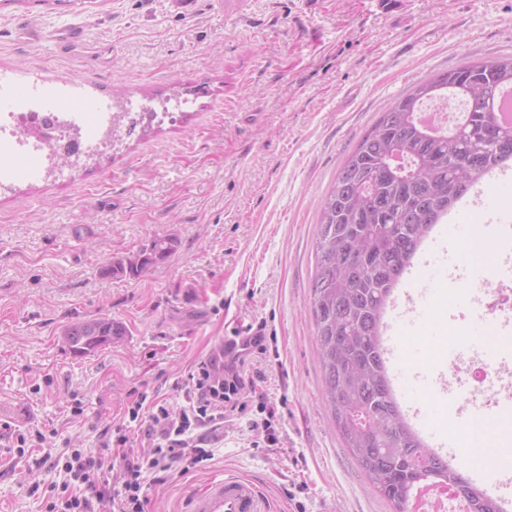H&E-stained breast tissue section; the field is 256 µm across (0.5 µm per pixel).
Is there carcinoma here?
Instances as JSON below:
<instances>
[{"label": "carcinoma", "mask_w": 512, "mask_h": 512, "mask_svg": "<svg viewBox=\"0 0 512 512\" xmlns=\"http://www.w3.org/2000/svg\"><path fill=\"white\" fill-rule=\"evenodd\" d=\"M512 59L468 63L426 78L382 113L357 143L320 205L310 310L323 371L324 401L346 447L374 491L404 512L416 481H456L460 473L422 441L396 400L382 340L390 296L424 239L492 169L512 161V125L497 117ZM461 98L467 115L451 134L417 120L424 102ZM174 235L114 259L105 277L138 278L171 255ZM125 335L109 317L62 331L88 356ZM470 512H503L471 483Z\"/></svg>", "instance_id": "carcinoma-1"}]
</instances>
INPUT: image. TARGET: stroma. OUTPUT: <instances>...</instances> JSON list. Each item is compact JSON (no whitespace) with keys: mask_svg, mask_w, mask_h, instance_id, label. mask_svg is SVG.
Returning <instances> with one entry per match:
<instances>
[{"mask_svg":"<svg viewBox=\"0 0 512 512\" xmlns=\"http://www.w3.org/2000/svg\"><path fill=\"white\" fill-rule=\"evenodd\" d=\"M79 30L78 46L65 34ZM512 57V0H0V70L47 83L66 75L91 99L114 87L162 103L111 151L63 177L20 178L0 196V419L57 430L98 454L133 391L184 402L196 361L225 337L261 329L265 354L246 372L276 408L264 442L257 407L226 422L203 469L148 490V512H187L212 479L251 480L273 512H394L352 460L323 401L310 311L320 204L362 136L413 85L464 64ZM486 194L458 202L454 224L512 209ZM177 236L145 276L107 278L113 258ZM109 317L127 333L78 357L68 324ZM81 400L85 413L73 417ZM10 438L0 439V512H44Z\"/></svg>","mask_w":512,"mask_h":512,"instance_id":"obj_1","label":"stroma"}]
</instances>
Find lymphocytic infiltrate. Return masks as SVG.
<instances>
[{"mask_svg":"<svg viewBox=\"0 0 512 512\" xmlns=\"http://www.w3.org/2000/svg\"><path fill=\"white\" fill-rule=\"evenodd\" d=\"M245 364V359L228 360L220 353L197 361L183 387L185 403L177 409L138 393L127 404L122 421L104 430L103 455L68 447L50 462L35 460V467L47 464L59 475L43 493L45 512H98L103 503L110 512H146L149 482L166 483L169 477L188 474L212 460L210 444L225 418L244 413L254 402L269 411L267 401H254ZM135 432L144 435L149 452L130 448ZM108 453L121 465L115 484L102 477Z\"/></svg>","mask_w":512,"mask_h":512,"instance_id":"1","label":"lymphocytic infiltrate"}]
</instances>
